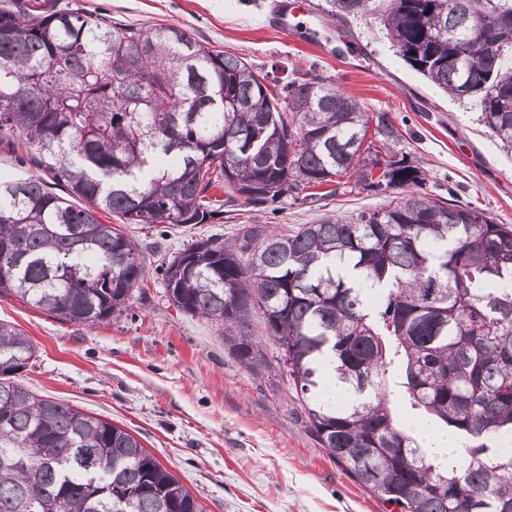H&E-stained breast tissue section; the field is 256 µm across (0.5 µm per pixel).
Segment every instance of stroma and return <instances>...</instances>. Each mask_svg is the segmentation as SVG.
I'll return each mask as SVG.
<instances>
[{
  "label": "stroma",
  "mask_w": 512,
  "mask_h": 512,
  "mask_svg": "<svg viewBox=\"0 0 512 512\" xmlns=\"http://www.w3.org/2000/svg\"><path fill=\"white\" fill-rule=\"evenodd\" d=\"M58 8L104 15L149 28L189 29L214 49L244 58L260 73L272 66L314 68L361 102L370 119L387 115L398 129L390 149L426 173L425 190L461 201L512 225V151L457 100L411 69L380 24L343 22L313 0H55ZM316 22L309 40L285 33L276 17ZM341 178L334 196L311 205L286 199L275 213L243 207L193 232L165 237L136 230L148 270L130 311L87 329L65 324L19 298L0 294V321L37 348L19 380L36 394L125 428L197 498L203 512H398L351 480L297 417L289 384H270L224 351L215 323L170 305L157 267L191 235L231 239L241 224L297 227L325 216L351 218L387 203Z\"/></svg>",
  "instance_id": "obj_1"
}]
</instances>
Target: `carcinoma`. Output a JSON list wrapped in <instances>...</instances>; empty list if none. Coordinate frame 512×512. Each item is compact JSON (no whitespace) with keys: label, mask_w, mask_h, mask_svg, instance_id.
I'll return each instance as SVG.
<instances>
[{"label":"carcinoma","mask_w":512,"mask_h":512,"mask_svg":"<svg viewBox=\"0 0 512 512\" xmlns=\"http://www.w3.org/2000/svg\"><path fill=\"white\" fill-rule=\"evenodd\" d=\"M376 19L410 67L469 99L512 150V0H327ZM313 69L273 96L252 65L186 28L112 24L52 0L0 7V144L39 173L0 178V294L93 327L130 308L139 243L100 220L194 227L225 205L284 198L357 174L375 195L421 189L384 158L398 130ZM357 271L349 278L338 265ZM168 302L222 327L224 350L288 378L306 427L354 481L401 512H512V226L426 193L289 232L244 224L162 263ZM263 319L275 355L253 336ZM36 347L0 322V512H202L125 429L16 380ZM331 366L350 399H324ZM433 420L465 464L439 471L395 414Z\"/></svg>","instance_id":"obj_1"}]
</instances>
